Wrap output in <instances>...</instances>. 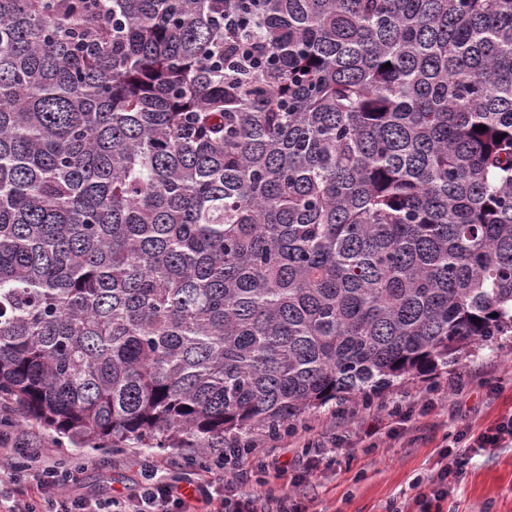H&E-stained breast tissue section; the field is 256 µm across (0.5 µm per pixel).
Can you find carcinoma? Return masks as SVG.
<instances>
[{"label": "carcinoma", "mask_w": 512, "mask_h": 512, "mask_svg": "<svg viewBox=\"0 0 512 512\" xmlns=\"http://www.w3.org/2000/svg\"><path fill=\"white\" fill-rule=\"evenodd\" d=\"M503 336L512 0H0L25 418L203 457Z\"/></svg>", "instance_id": "cac0c4a2"}]
</instances>
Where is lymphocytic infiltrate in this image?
Wrapping results in <instances>:
<instances>
[{
	"label": "lymphocytic infiltrate",
	"instance_id": "f902f5d3",
	"mask_svg": "<svg viewBox=\"0 0 512 512\" xmlns=\"http://www.w3.org/2000/svg\"><path fill=\"white\" fill-rule=\"evenodd\" d=\"M11 436L0 437V512H116L111 502L80 494H65L67 484L79 481L78 471L58 472L47 449L35 448L24 461H17L11 448ZM512 443V412L500 416L493 427L474 432L462 425L448 435L437 470L424 480H416L417 488L428 491L438 502L450 496L460 480L471 455ZM347 446V438H332L323 451L307 455L302 468L290 472L278 460L264 462L263 468L273 480H287L297 485L307 474L335 464L336 457ZM256 441H229L222 457L203 465V477L197 478L193 495H186L181 482L154 481L143 485L117 512H257L255 498L240 495L236 477L226 474L223 481L209 480L208 474L222 462L233 461L243 454H254Z\"/></svg>",
	"mask_w": 512,
	"mask_h": 512
}]
</instances>
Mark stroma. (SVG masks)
<instances>
[{
  "label": "stroma",
  "mask_w": 512,
  "mask_h": 512,
  "mask_svg": "<svg viewBox=\"0 0 512 512\" xmlns=\"http://www.w3.org/2000/svg\"><path fill=\"white\" fill-rule=\"evenodd\" d=\"M497 394H489V387ZM439 395L436 408L418 418L405 438L382 439L368 448L360 438L338 454L334 466L314 472L293 494L314 501L318 512H421L418 491L412 486L419 476L434 472L448 431L461 424L482 430L500 415L512 411V340L477 349L467 357L427 376L412 374L400 379L371 402L349 398L312 410L289 427L301 438H313L337 428L351 430L362 418L392 401L408 404ZM15 432L54 451L58 469L82 467L76 494L107 499L124 498L137 488V461L151 455L158 462V476L170 479L185 475V452L168 448H122L90 452L74 447L66 438L35 422L19 420ZM240 480L239 493L259 496L261 512H274L275 500L284 488L269 483L258 461L233 465ZM442 512H512V446L495 448L474 457Z\"/></svg>",
  "instance_id": "1"
}]
</instances>
